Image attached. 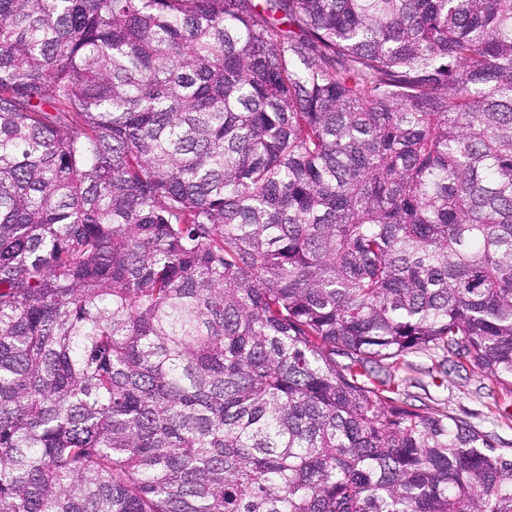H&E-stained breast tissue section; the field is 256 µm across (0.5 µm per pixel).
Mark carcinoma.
Listing matches in <instances>:
<instances>
[{
  "label": "carcinoma",
  "instance_id": "cac0c4a2",
  "mask_svg": "<svg viewBox=\"0 0 512 512\" xmlns=\"http://www.w3.org/2000/svg\"><path fill=\"white\" fill-rule=\"evenodd\" d=\"M512 0H0V512H512ZM407 360L415 368L412 377L420 383L406 386L400 398L405 397L416 405H420L419 401L431 403L429 398L442 400L451 414L483 431L494 432L504 443L512 442V421L503 420L497 410L511 404L512 411V396L504 397L497 392L492 395L490 382L468 369L448 371V375L441 373L436 357L418 354L410 355Z\"/></svg>",
  "mask_w": 512,
  "mask_h": 512
}]
</instances>
